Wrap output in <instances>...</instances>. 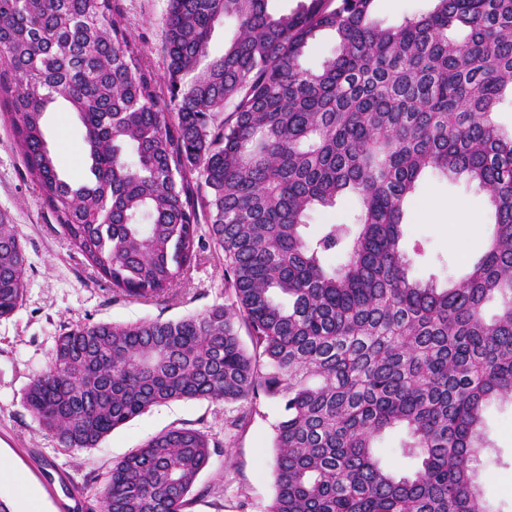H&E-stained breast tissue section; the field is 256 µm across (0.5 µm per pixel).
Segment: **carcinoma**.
I'll return each mask as SVG.
<instances>
[{
    "label": "carcinoma",
    "instance_id": "carcinoma-1",
    "mask_svg": "<svg viewBox=\"0 0 512 512\" xmlns=\"http://www.w3.org/2000/svg\"><path fill=\"white\" fill-rule=\"evenodd\" d=\"M268 2L169 0L162 88L112 0H0V97L69 243L119 295L167 298L200 261L201 209L228 283L225 302L176 320L70 329L25 401L80 450L153 405L263 394L284 410L267 512H491L472 463L484 409L512 399V132L496 121L512 0H434L390 27L374 0ZM227 19L237 33L212 56ZM324 33L330 56L304 66ZM58 100L84 128L85 180L60 176L48 147ZM426 173L466 177L495 211L482 256L441 286L411 276L401 247ZM345 194L355 229L305 238L309 213ZM26 265L1 216L0 317ZM397 428L408 475L377 452ZM214 447L191 428L155 435L113 463L101 512H188Z\"/></svg>",
    "mask_w": 512,
    "mask_h": 512
}]
</instances>
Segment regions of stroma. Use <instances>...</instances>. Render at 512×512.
I'll list each match as a JSON object with an SVG mask.
<instances>
[{
	"label": "stroma",
	"instance_id": "35a3bbf8",
	"mask_svg": "<svg viewBox=\"0 0 512 512\" xmlns=\"http://www.w3.org/2000/svg\"><path fill=\"white\" fill-rule=\"evenodd\" d=\"M167 4L114 0L145 64L161 79L167 72ZM45 126L59 171L70 179L83 177L85 144L77 114L58 104L46 113ZM0 215L16 224L28 257L23 300L12 315L0 318V457L36 488L44 512H74L77 496L86 512H99L113 463L172 427L198 429L220 442L191 491L190 512H266L274 492V429L282 413L277 400H173L115 428L96 447L79 451L42 430L25 402L28 384L47 369L57 337L70 328L175 320L223 302L224 254L210 236L202 238L201 261L169 299L115 296L42 204L14 143L10 110L1 99ZM493 220L486 193L466 178L427 175L406 209L402 247L411 275L439 281L447 275L463 277L479 257ZM481 431L489 448L475 463L476 481L495 512H512V401L492 402Z\"/></svg>",
	"mask_w": 512,
	"mask_h": 512
}]
</instances>
